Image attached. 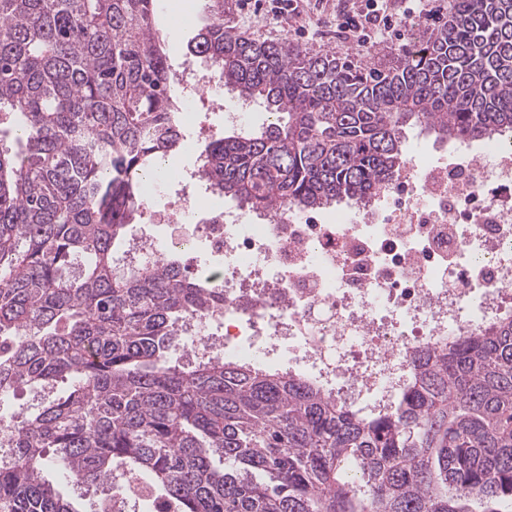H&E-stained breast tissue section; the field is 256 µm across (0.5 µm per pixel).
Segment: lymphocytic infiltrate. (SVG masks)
<instances>
[{"mask_svg":"<svg viewBox=\"0 0 512 512\" xmlns=\"http://www.w3.org/2000/svg\"><path fill=\"white\" fill-rule=\"evenodd\" d=\"M443 9L439 0H239L247 21L285 24L311 40L332 38L343 47L384 42Z\"/></svg>","mask_w":512,"mask_h":512,"instance_id":"lymphocytic-infiltrate-1","label":"lymphocytic infiltrate"}]
</instances>
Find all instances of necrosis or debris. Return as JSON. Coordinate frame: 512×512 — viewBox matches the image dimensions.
I'll return each instance as SVG.
<instances>
[{"label": "necrosis or debris", "instance_id": "necrosis-or-debris-1", "mask_svg": "<svg viewBox=\"0 0 512 512\" xmlns=\"http://www.w3.org/2000/svg\"><path fill=\"white\" fill-rule=\"evenodd\" d=\"M165 246L140 230L130 257L159 262L203 239L209 262L188 271L223 289L224 308L187 318L190 359L233 356L286 367L365 411L390 408L414 353L475 333L512 311V137L407 163L367 204L329 212L292 208L246 219L230 207L200 218L198 173L169 186ZM194 225L195 236L179 232Z\"/></svg>", "mask_w": 512, "mask_h": 512}]
</instances>
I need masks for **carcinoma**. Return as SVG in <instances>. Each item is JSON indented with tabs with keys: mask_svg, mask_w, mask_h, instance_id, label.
<instances>
[{
	"mask_svg": "<svg viewBox=\"0 0 512 512\" xmlns=\"http://www.w3.org/2000/svg\"><path fill=\"white\" fill-rule=\"evenodd\" d=\"M156 0H0V395L66 393L0 435V512H81L45 478L125 473L167 512H508L512 312L425 348L389 412L362 416L288 370L169 362L180 323L224 308L171 257L117 253L167 154L178 97ZM190 55L270 122L206 142L208 190L270 216L362 200L406 162L402 131L512 133V0L448 19L376 68L246 38L205 0Z\"/></svg>",
	"mask_w": 512,
	"mask_h": 512,
	"instance_id": "1",
	"label": "carcinoma"
}]
</instances>
